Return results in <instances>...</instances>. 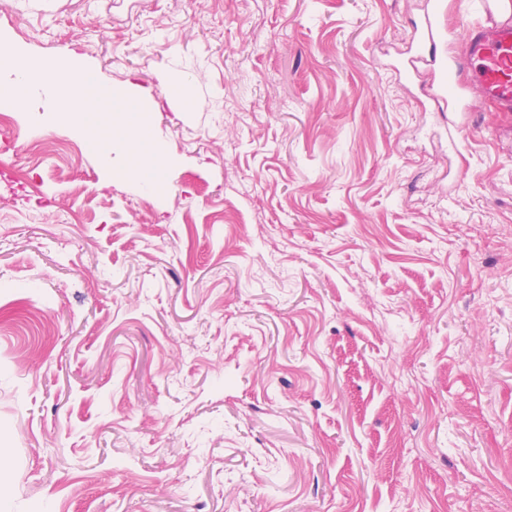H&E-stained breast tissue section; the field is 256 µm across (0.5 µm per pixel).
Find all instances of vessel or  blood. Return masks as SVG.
I'll return each instance as SVG.
<instances>
[{
    "mask_svg": "<svg viewBox=\"0 0 512 512\" xmlns=\"http://www.w3.org/2000/svg\"><path fill=\"white\" fill-rule=\"evenodd\" d=\"M493 4L494 0H485L484 21L467 28L466 52L460 58H449L446 51L448 30L442 0H433L415 28V58L435 66L432 96L444 111L466 114L476 106L489 105L506 114L512 112V20L495 18ZM464 73L476 91V100L457 92L458 78Z\"/></svg>",
    "mask_w": 512,
    "mask_h": 512,
    "instance_id": "1",
    "label": "vessel or blood"
}]
</instances>
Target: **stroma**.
<instances>
[{
  "instance_id": "stroma-1",
  "label": "stroma",
  "mask_w": 512,
  "mask_h": 512,
  "mask_svg": "<svg viewBox=\"0 0 512 512\" xmlns=\"http://www.w3.org/2000/svg\"><path fill=\"white\" fill-rule=\"evenodd\" d=\"M430 8L0 0L138 83L168 183L12 113L0 512H512V115L390 73Z\"/></svg>"
}]
</instances>
